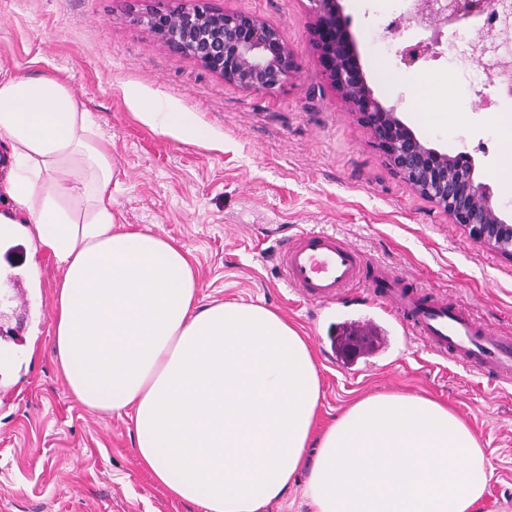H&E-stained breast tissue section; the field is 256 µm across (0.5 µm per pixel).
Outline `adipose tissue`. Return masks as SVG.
Segmentation results:
<instances>
[{"label":"adipose tissue","instance_id":"1","mask_svg":"<svg viewBox=\"0 0 512 512\" xmlns=\"http://www.w3.org/2000/svg\"><path fill=\"white\" fill-rule=\"evenodd\" d=\"M112 151L53 75L0 71V241L50 255L54 360L69 392L126 416L135 453L173 498L265 512L298 474L310 512H476L483 448L448 407L364 397L315 432L321 382L304 336L256 303L201 304L189 253L118 228Z\"/></svg>","mask_w":512,"mask_h":512}]
</instances>
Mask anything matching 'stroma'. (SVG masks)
<instances>
[{"mask_svg": "<svg viewBox=\"0 0 512 512\" xmlns=\"http://www.w3.org/2000/svg\"><path fill=\"white\" fill-rule=\"evenodd\" d=\"M180 0H0V68L56 74L80 96L112 142V212L124 228L171 238L199 272L200 299L261 303L316 344L337 318L366 305L321 308L281 279L280 261L299 231L336 234L382 267L423 289L456 299L512 335V259L474 241L447 213L386 164L362 126L322 75L309 41L308 0H213L278 26L297 72L272 91L224 82L189 56L169 50L138 21L146 8ZM363 70L376 97L439 151L470 153L494 199L505 159L492 143L490 87L476 88L458 120L447 52L406 67L411 28L385 29L393 0H341ZM395 75L383 82L374 67ZM428 100L427 124L414 118ZM147 112H188L211 137L199 143L160 133ZM20 238L0 248V351L33 348L31 361L0 366V512H202L173 499L138 463L127 418L87 410L69 393L53 359L52 297L61 277L51 258L41 277L25 272ZM321 398L316 429L355 400L379 393L424 396L448 405L485 451L493 473L478 512H512V385L434 354L420 341L399 358L353 376L317 361Z\"/></svg>", "mask_w": 512, "mask_h": 512, "instance_id": "obj_1", "label": "stroma"}]
</instances>
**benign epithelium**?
<instances>
[{
    "label": "benign epithelium",
    "mask_w": 512,
    "mask_h": 512,
    "mask_svg": "<svg viewBox=\"0 0 512 512\" xmlns=\"http://www.w3.org/2000/svg\"><path fill=\"white\" fill-rule=\"evenodd\" d=\"M309 3L310 43L322 74L369 129L387 164L475 240L512 259V212L493 203L492 188L477 174L473 157L437 150L384 106L365 76L340 0ZM493 8L494 0H416L413 19L427 36L405 47L402 61L413 66L435 54L444 30L475 26ZM138 20L170 50L246 90H273L298 69L279 27L257 15L218 10L210 0H191L175 10L149 9Z\"/></svg>",
    "instance_id": "7a95c632"
}]
</instances>
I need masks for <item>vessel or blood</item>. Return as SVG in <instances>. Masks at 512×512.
<instances>
[{"label": "vessel or blood", "instance_id": "b4317fda", "mask_svg": "<svg viewBox=\"0 0 512 512\" xmlns=\"http://www.w3.org/2000/svg\"><path fill=\"white\" fill-rule=\"evenodd\" d=\"M283 281L323 307L338 302L355 285H364L381 298L383 307L402 316V329L409 337L421 339L434 353L493 382H512V336L492 332L456 302L420 293L403 276L385 270L336 235L306 230L297 234L283 253ZM381 333L374 320L343 318L319 343L338 366L350 371L370 353L361 349L346 358L340 342L354 334L372 345Z\"/></svg>", "mask_w": 512, "mask_h": 512}]
</instances>
